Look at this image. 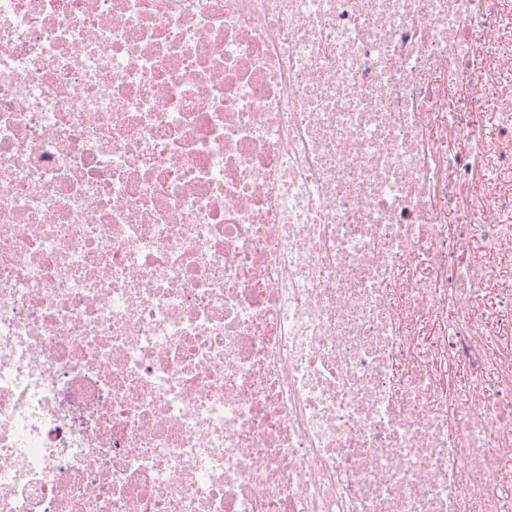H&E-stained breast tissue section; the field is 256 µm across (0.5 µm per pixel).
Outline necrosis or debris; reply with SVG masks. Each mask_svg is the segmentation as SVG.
Segmentation results:
<instances>
[{"label": "necrosis or debris", "mask_w": 512, "mask_h": 512, "mask_svg": "<svg viewBox=\"0 0 512 512\" xmlns=\"http://www.w3.org/2000/svg\"><path fill=\"white\" fill-rule=\"evenodd\" d=\"M511 71L512 0H0V512H512Z\"/></svg>", "instance_id": "4bbe7bcc"}]
</instances>
